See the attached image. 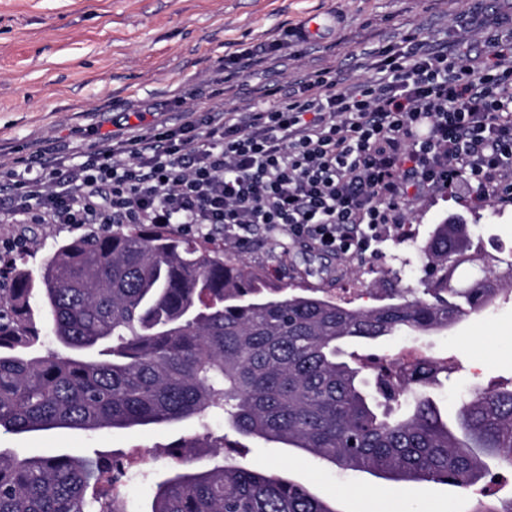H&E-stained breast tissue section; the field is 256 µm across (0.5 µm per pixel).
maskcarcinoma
<instances>
[{"instance_id": "1", "label": "carcinoma", "mask_w": 512, "mask_h": 512, "mask_svg": "<svg viewBox=\"0 0 512 512\" xmlns=\"http://www.w3.org/2000/svg\"><path fill=\"white\" fill-rule=\"evenodd\" d=\"M419 287L379 303L287 293L203 235L128 224L63 241L38 273L13 263L0 287V431H96L222 416L243 437L282 443L342 470L469 490L512 468V388L474 390L454 421L430 395L448 370L407 381L347 352L401 331L440 333L512 294V252L443 221L420 248ZM223 435L178 443L212 465L177 467L146 506L122 488L130 459L0 449V512H336L275 472L224 464Z\"/></svg>"}]
</instances>
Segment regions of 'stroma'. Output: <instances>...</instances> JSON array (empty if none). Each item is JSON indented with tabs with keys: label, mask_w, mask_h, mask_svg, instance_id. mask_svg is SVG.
<instances>
[{
	"label": "stroma",
	"mask_w": 512,
	"mask_h": 512,
	"mask_svg": "<svg viewBox=\"0 0 512 512\" xmlns=\"http://www.w3.org/2000/svg\"><path fill=\"white\" fill-rule=\"evenodd\" d=\"M466 7L465 0H0V170L20 169L39 145L64 146L67 163L82 162L101 134L119 132L126 113L140 106L149 125L158 113L171 120L200 107L266 105L268 90L327 67L351 80L366 78V71L353 69V55L400 44L411 33L451 43L466 37L474 50H485L483 35L460 23ZM312 16L331 17V27L299 40L296 29ZM451 216L462 217L489 251H512V205L492 195L476 205L436 192L390 230L378 256L336 258L261 233L242 258L273 286L326 288L338 301L371 306L376 289L391 278L415 286L417 247ZM19 233L39 258L76 235L65 225L0 221V242ZM408 344L452 364L433 397L453 414L475 387L512 382V301H496L446 332H401L370 350L392 355ZM194 431L190 420L96 432L1 431L0 448L73 455L122 450L138 470L125 493L144 504L172 466L164 458L144 459V450L176 444ZM226 454L238 464L286 473L337 512H468L471 503L457 487L343 472L279 443L248 439Z\"/></svg>",
	"instance_id": "1"
}]
</instances>
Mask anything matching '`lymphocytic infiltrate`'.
<instances>
[{"label": "lymphocytic infiltrate", "mask_w": 512, "mask_h": 512, "mask_svg": "<svg viewBox=\"0 0 512 512\" xmlns=\"http://www.w3.org/2000/svg\"><path fill=\"white\" fill-rule=\"evenodd\" d=\"M487 44L409 35L368 52L369 81L327 69L250 112L195 110L144 134L129 122L73 165L36 149L24 172L0 173V216L210 227L243 250L252 231H277L327 255H377L427 193L512 203V32Z\"/></svg>", "instance_id": "lymphocytic-infiltrate-1"}]
</instances>
